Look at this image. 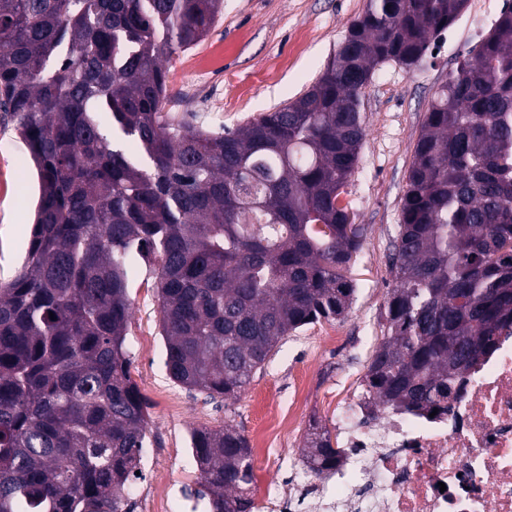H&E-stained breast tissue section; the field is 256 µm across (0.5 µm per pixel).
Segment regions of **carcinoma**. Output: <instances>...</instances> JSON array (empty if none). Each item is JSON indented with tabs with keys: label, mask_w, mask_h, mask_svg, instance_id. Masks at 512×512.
<instances>
[{
	"label": "carcinoma",
	"mask_w": 512,
	"mask_h": 512,
	"mask_svg": "<svg viewBox=\"0 0 512 512\" xmlns=\"http://www.w3.org/2000/svg\"><path fill=\"white\" fill-rule=\"evenodd\" d=\"M464 7L367 0L310 89L213 132L165 110V62L224 0H0V108L39 187L21 269L0 283V512H131L147 437L133 275L156 280L169 377L211 400L238 398L303 327L346 317L361 90L386 51L423 57ZM390 267L361 385L440 410L512 328V9L433 96ZM190 444L211 512H253L247 438L226 424ZM303 456L336 466L327 427Z\"/></svg>",
	"instance_id": "cac0c4a2"
}]
</instances>
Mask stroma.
Instances as JSON below:
<instances>
[{
	"mask_svg": "<svg viewBox=\"0 0 512 512\" xmlns=\"http://www.w3.org/2000/svg\"><path fill=\"white\" fill-rule=\"evenodd\" d=\"M367 0H224V11L208 35L168 61L171 99L167 111L218 131L235 129L294 100L321 74L344 41ZM512 0H468L456 23L432 44L417 66L379 65L360 97L366 138L360 166L343 202L364 229L351 269L357 293L340 335L326 344L322 324L288 337L252 377L239 399L207 401L174 383L165 367L158 298L154 284L134 282L127 347L131 376L148 408L146 446L172 475L190 454L189 435L201 427L232 424L252 437L267 412L287 405L295 385L305 384L306 401L292 437L272 441L269 453L300 450L311 422L335 423L338 401L353 397L367 361L383 336L384 303L392 286L389 257L397 235L414 145L435 90L456 67L459 53L486 35ZM26 156L7 116L0 113V282L18 271L32 222L36 184L15 166ZM180 402L169 416L167 398Z\"/></svg>",
	"mask_w": 512,
	"mask_h": 512,
	"instance_id": "1",
	"label": "stroma"
}]
</instances>
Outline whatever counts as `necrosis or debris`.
I'll return each instance as SVG.
<instances>
[{
    "instance_id": "necrosis-or-debris-1",
    "label": "necrosis or debris",
    "mask_w": 512,
    "mask_h": 512,
    "mask_svg": "<svg viewBox=\"0 0 512 512\" xmlns=\"http://www.w3.org/2000/svg\"><path fill=\"white\" fill-rule=\"evenodd\" d=\"M341 457L316 475L301 454L275 459L277 486H257V512H512V335L466 376L436 415L378 406L369 396L336 411ZM151 490L126 497L153 512H204L202 488L155 470Z\"/></svg>"
}]
</instances>
